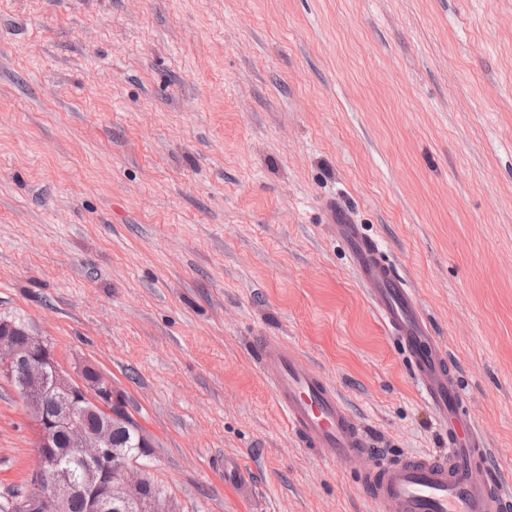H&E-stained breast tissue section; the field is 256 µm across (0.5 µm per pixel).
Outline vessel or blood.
Returning <instances> with one entry per match:
<instances>
[{
  "mask_svg": "<svg viewBox=\"0 0 512 512\" xmlns=\"http://www.w3.org/2000/svg\"><path fill=\"white\" fill-rule=\"evenodd\" d=\"M352 268L368 286L372 305L407 354L425 399L448 428L440 456L375 461V451L335 387L294 350L260 337V359L274 368L273 396L303 445L342 461L360 475V487L383 512H512L490 472L484 435L467 419L455 370L417 296L378 241L341 210L330 213Z\"/></svg>",
  "mask_w": 512,
  "mask_h": 512,
  "instance_id": "obj_1",
  "label": "vessel or blood"
}]
</instances>
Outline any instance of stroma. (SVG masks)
<instances>
[{
	"label": "stroma",
	"mask_w": 512,
	"mask_h": 512,
	"mask_svg": "<svg viewBox=\"0 0 512 512\" xmlns=\"http://www.w3.org/2000/svg\"><path fill=\"white\" fill-rule=\"evenodd\" d=\"M331 205L415 289L512 490V0H0V319L111 379L176 512H381L289 429L258 336L385 457L447 448ZM37 439L0 377V495Z\"/></svg>",
	"instance_id": "obj_1"
}]
</instances>
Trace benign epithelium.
<instances>
[{"mask_svg": "<svg viewBox=\"0 0 512 512\" xmlns=\"http://www.w3.org/2000/svg\"><path fill=\"white\" fill-rule=\"evenodd\" d=\"M0 375L17 386L38 427L37 467L32 474L36 492L21 501L23 512H67L76 494L84 496L90 512H172L167 497H143L149 476L112 447V429L126 420L113 410L118 397L109 378L91 366L76 377L70 375L57 365L42 337L2 319ZM86 408L103 417L95 431L82 418ZM61 433L68 436L73 460L83 470L78 482L57 463L56 439Z\"/></svg>", "mask_w": 512, "mask_h": 512, "instance_id": "7a95c632", "label": "benign epithelium"}]
</instances>
